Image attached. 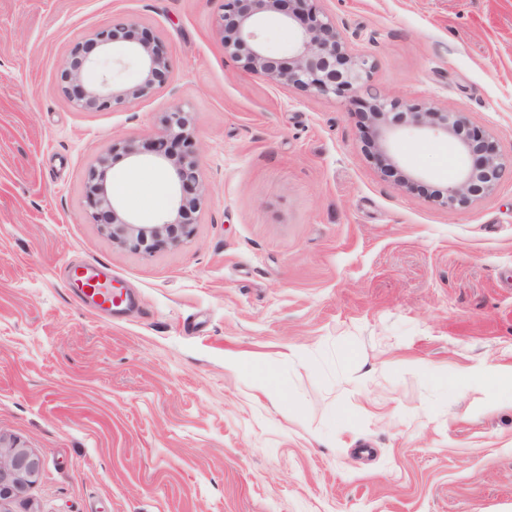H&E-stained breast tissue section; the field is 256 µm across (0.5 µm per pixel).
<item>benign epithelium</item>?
Here are the masks:
<instances>
[{
    "instance_id": "7a95c632",
    "label": "benign epithelium",
    "mask_w": 512,
    "mask_h": 512,
    "mask_svg": "<svg viewBox=\"0 0 512 512\" xmlns=\"http://www.w3.org/2000/svg\"><path fill=\"white\" fill-rule=\"evenodd\" d=\"M319 0H222L220 33L224 53L253 76L275 85L292 86L327 97L343 96L366 83L368 60L351 52L336 22L318 6ZM275 18L294 33L288 45V63L271 52L261 31L264 20ZM117 42L128 43V51L141 68L140 81L117 88L111 76L101 73L87 79L86 71L110 52ZM172 63L155 37L125 20L77 42L60 65V80L72 103L81 109H107L151 94L165 85ZM366 120L373 155L385 174H396L410 187L419 172L403 171L392 152L394 141L406 132L445 136L455 140L458 151L471 163L463 164L458 177L441 189L435 201L453 207L467 204L491 192L512 168L496 150L490 136L469 126L460 112L408 104L372 93L358 106ZM154 163L168 175L172 185L168 219L158 224H138L127 216L112 195L105 175L107 159L92 168L86 184L89 218L112 237L119 248L150 254L177 244L193 234L195 213L206 187L199 177L197 147L189 132L187 113H168L165 128L151 144ZM43 459L17 439L0 433V504L24 497L39 475Z\"/></svg>"
}]
</instances>
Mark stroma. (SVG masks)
<instances>
[{"label": "stroma", "mask_w": 512, "mask_h": 512, "mask_svg": "<svg viewBox=\"0 0 512 512\" xmlns=\"http://www.w3.org/2000/svg\"><path fill=\"white\" fill-rule=\"evenodd\" d=\"M365 86L324 97L224 54L220 0H0V433L39 454L0 512H512V174L448 208L449 138L376 165L354 100L463 113L512 158V0H322ZM133 18L168 84L110 110L62 92L74 43ZM188 113L208 188L193 235L145 255L86 207L89 170L166 219L145 145ZM108 268L136 307L73 288Z\"/></svg>", "instance_id": "35a3bbf8"}]
</instances>
